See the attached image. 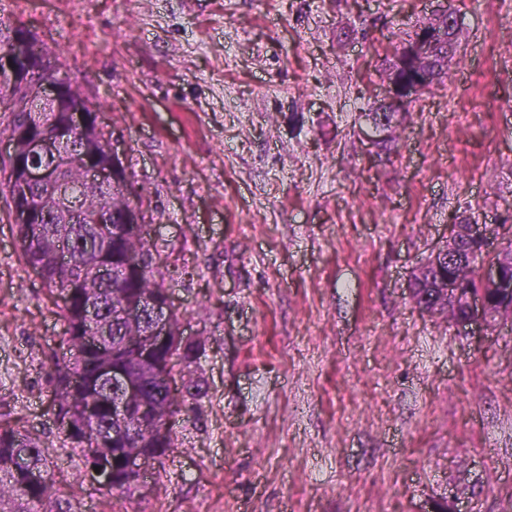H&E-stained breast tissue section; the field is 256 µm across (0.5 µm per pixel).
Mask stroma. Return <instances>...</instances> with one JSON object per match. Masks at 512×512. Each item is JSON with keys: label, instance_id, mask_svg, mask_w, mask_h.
<instances>
[{"label": "stroma", "instance_id": "obj_1", "mask_svg": "<svg viewBox=\"0 0 512 512\" xmlns=\"http://www.w3.org/2000/svg\"><path fill=\"white\" fill-rule=\"evenodd\" d=\"M465 36L390 160L365 154L379 55L432 0H10L122 131L206 384L116 512H512V323L460 333L404 298L459 208H512V0ZM0 204V412L99 512L49 411L57 307Z\"/></svg>", "mask_w": 512, "mask_h": 512}]
</instances>
